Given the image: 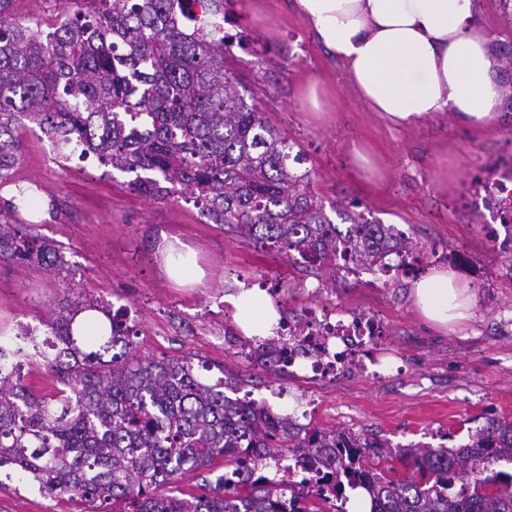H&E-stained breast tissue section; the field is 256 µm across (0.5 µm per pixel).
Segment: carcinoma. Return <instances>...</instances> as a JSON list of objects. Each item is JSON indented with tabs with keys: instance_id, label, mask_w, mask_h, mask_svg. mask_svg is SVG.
Instances as JSON below:
<instances>
[{
	"instance_id": "carcinoma-1",
	"label": "carcinoma",
	"mask_w": 512,
	"mask_h": 512,
	"mask_svg": "<svg viewBox=\"0 0 512 512\" xmlns=\"http://www.w3.org/2000/svg\"><path fill=\"white\" fill-rule=\"evenodd\" d=\"M0 0V185L11 183L19 128L31 124L56 157L90 155L134 175L127 188L163 200L181 195L214 224L302 263H375L380 246L413 250L393 224L336 211L311 192L304 153L249 103L233 67L249 40L224 31V0H80L42 28L8 19ZM0 261L37 262L58 274L60 250L0 213ZM112 310L65 294L48 322L53 339L21 327L0 336V467L10 464L43 494L95 512H323L305 484L265 475L289 455L364 493L369 512H512V422L491 418L451 448L388 445L341 428H298L248 397L224 394L206 363L136 354L137 326ZM259 341L257 361L278 364ZM40 358L52 388L21 375ZM224 460L217 497L165 488L187 471ZM402 462L400 473L392 464Z\"/></svg>"
}]
</instances>
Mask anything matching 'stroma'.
<instances>
[{
    "instance_id": "stroma-1",
    "label": "stroma",
    "mask_w": 512,
    "mask_h": 512,
    "mask_svg": "<svg viewBox=\"0 0 512 512\" xmlns=\"http://www.w3.org/2000/svg\"><path fill=\"white\" fill-rule=\"evenodd\" d=\"M224 12L225 30L244 32L254 49L238 70L271 124L305 152L316 199L406 231L418 267L376 286L368 272L297 263L208 222L179 195L153 201L130 192L128 174L96 157L56 163L47 138L25 127L13 179L37 201L15 208L13 219L61 245L65 274L0 262V333L24 324L46 337L54 302L72 290L127 308L139 353L227 367L226 395L251 392L309 429L340 427L392 446H450L486 419L512 420V265L469 203L485 174L512 152V100H503L499 122L484 132L450 115L400 129L368 111L289 0H224ZM476 20L495 55L512 53L501 0H477ZM313 86L322 99L318 112L306 100ZM358 149L372 155L376 169L354 165ZM171 237L195 250L199 282L180 286L166 276L160 249ZM463 254L471 265L459 264ZM438 268L453 270L476 294L472 317L447 331L424 322L411 299L415 278ZM242 284L280 290L289 316L326 306L344 318L380 321L385 334L377 347L392 370L374 377L352 368L316 379L260 368L244 352L228 302ZM69 508L66 499L29 487L11 466L0 467V512Z\"/></svg>"
}]
</instances>
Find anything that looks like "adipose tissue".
Here are the masks:
<instances>
[{
  "label": "adipose tissue",
  "mask_w": 512,
  "mask_h": 512,
  "mask_svg": "<svg viewBox=\"0 0 512 512\" xmlns=\"http://www.w3.org/2000/svg\"><path fill=\"white\" fill-rule=\"evenodd\" d=\"M318 42L347 69L360 99L400 127L448 114L481 130L499 117L503 86L476 0H293ZM414 304L441 327L467 319L470 287L438 269L412 287ZM244 335H273L279 314L264 293L229 298Z\"/></svg>",
  "instance_id": "ef3b65f1"
}]
</instances>
